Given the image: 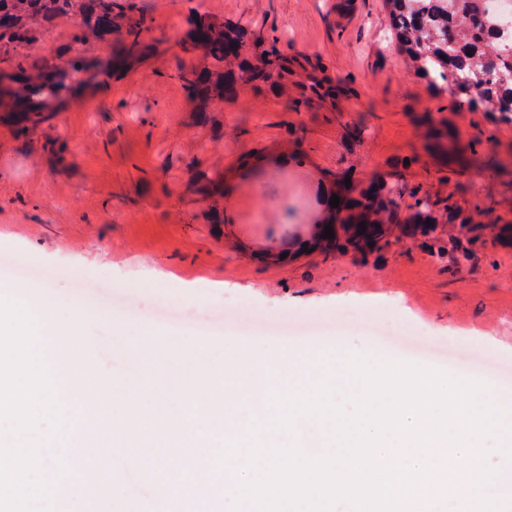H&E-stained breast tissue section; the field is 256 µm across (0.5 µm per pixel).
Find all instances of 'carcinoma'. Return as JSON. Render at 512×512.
Masks as SVG:
<instances>
[{"label":"carcinoma","instance_id":"carcinoma-1","mask_svg":"<svg viewBox=\"0 0 512 512\" xmlns=\"http://www.w3.org/2000/svg\"><path fill=\"white\" fill-rule=\"evenodd\" d=\"M114 0H0V64L22 69L21 50L43 24L58 19L78 21L74 40L82 45L112 33ZM390 16V38L399 57L421 73L437 89L448 88L457 108L481 106L502 122L512 123V31H505L500 17L489 9L490 0H386ZM189 38L204 49L210 65L182 73L193 93L220 101L238 97L244 83H266L288 76V58L273 48L255 63L243 60L239 73L224 65L241 56V33L202 21L192 22ZM81 56L58 58L44 63L31 75L19 77L0 70V118L26 134L40 123L45 100L65 89L64 77L81 72ZM334 212L347 213L350 220L365 223L369 241L377 244L386 236L381 214L397 217L395 189L379 180L354 192L345 187ZM414 223L424 224L433 216L436 203L419 197ZM322 250L346 254L357 249L348 240L317 238Z\"/></svg>","mask_w":512,"mask_h":512}]
</instances>
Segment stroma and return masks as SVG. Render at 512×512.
<instances>
[{
  "label": "stroma",
  "mask_w": 512,
  "mask_h": 512,
  "mask_svg": "<svg viewBox=\"0 0 512 512\" xmlns=\"http://www.w3.org/2000/svg\"><path fill=\"white\" fill-rule=\"evenodd\" d=\"M116 2L128 14L93 46L59 21L27 50V67L77 51L94 66L49 99L40 130L0 120V291L86 310L79 354L105 383L119 359L191 364L197 342L240 364L258 345L295 357L339 344L495 383L511 403L512 242L498 229L512 224V123L457 110L409 72L385 0ZM201 17L244 28L249 59L277 47L291 74L232 101L190 98L179 72L204 65L187 40ZM317 81L334 94L315 97ZM345 176L403 189L388 245L363 256L310 245ZM419 194L438 201V224L407 237ZM457 241L466 263L450 259ZM383 318L460 337L464 362L374 335Z\"/></svg>",
  "instance_id": "35a3bbf8"
}]
</instances>
